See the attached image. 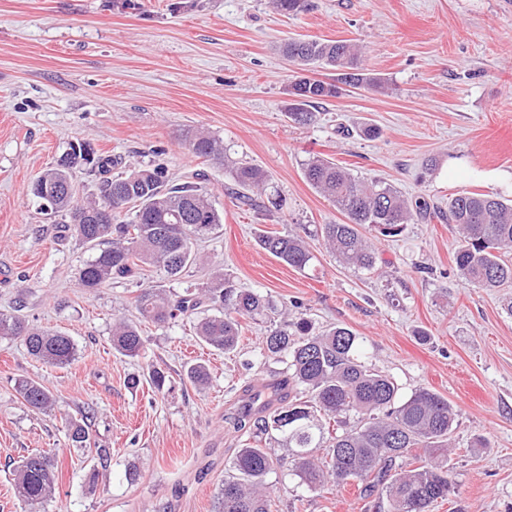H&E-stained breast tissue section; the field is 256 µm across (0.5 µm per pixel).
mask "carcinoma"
I'll return each mask as SVG.
<instances>
[{
  "label": "carcinoma",
  "mask_w": 512,
  "mask_h": 512,
  "mask_svg": "<svg viewBox=\"0 0 512 512\" xmlns=\"http://www.w3.org/2000/svg\"><path fill=\"white\" fill-rule=\"evenodd\" d=\"M272 6L288 15L312 8L310 0H272ZM283 52L295 67L285 112L297 125L313 123L317 116L313 105L338 96L342 86L368 81L360 67V49L348 40H292ZM317 68L336 71L335 78L328 82L308 76ZM186 141L196 157L224 166L231 195L240 206L283 211L286 199L271 186L262 167L232 158L222 141L199 130L187 133ZM77 147L82 152H75ZM69 149L71 164L58 157L34 179L31 192L45 214L61 217L74 236L94 250V257L79 271L84 288L94 291L115 279L139 277L146 266L177 280L186 268L208 264L195 244L221 228L224 217L199 186L205 174L192 173L175 183L157 164L115 175L116 158L86 142ZM81 167L98 176L95 196L82 201L75 194H59L61 182L73 181L74 170ZM303 175L346 217L342 224L320 225L325 245L340 262L369 272L376 269L377 256L360 228L367 224L384 236H397L404 225L429 209L425 198L411 203L391 185L362 180L320 153L303 163ZM109 204L110 217L102 215ZM448 223L457 225L461 233L454 256L458 274L477 288H512V262L503 259L512 253V205L489 193L456 195L448 201ZM257 243L299 270L312 259L298 232H263ZM135 308L143 319L162 327L210 308L214 313L194 325L196 336L226 352L238 345L242 319H266L276 313L270 296L236 287L216 268L199 292L188 287L171 297L148 284L139 289ZM1 337L21 339L29 356L51 366H68L76 356L72 337L16 315L0 314ZM112 348L125 357L140 356L145 340L138 326L127 321L113 325ZM263 349L286 363L287 376L266 385L263 410L253 413L242 408L234 417V430L249 442L236 450L229 473L217 488L219 512H272L267 477L286 464L310 490L352 481L366 498L379 489L390 512H430L434 503L448 498L452 489L448 440L455 421L448 399L425 388L401 396L391 377L359 359L356 336L347 328L317 331L304 317L285 316L271 323ZM186 376L197 386L210 379L200 364L190 366ZM16 392L33 411L43 413L54 405L51 393L34 380H19ZM85 419L83 414L66 422L75 448L86 447ZM260 435L267 442L262 448L250 443ZM274 443L287 448L288 457H273ZM418 449L424 454L416 453ZM58 481L59 461L50 453L30 454L13 469L14 495L30 512H40Z\"/></svg>",
  "instance_id": "1"
}]
</instances>
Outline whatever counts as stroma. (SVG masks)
Wrapping results in <instances>:
<instances>
[{
    "label": "stroma",
    "instance_id": "1",
    "mask_svg": "<svg viewBox=\"0 0 512 512\" xmlns=\"http://www.w3.org/2000/svg\"><path fill=\"white\" fill-rule=\"evenodd\" d=\"M0 0V313L70 335L75 360L56 368L0 338V512H28L12 471L31 453L57 454L56 497L42 512H217L215 493L239 446L231 420L246 389L286 368L263 350L266 326L243 320L237 349L199 345L193 322L140 321L139 284H164L145 269L90 292L78 271L92 256L59 218L42 214L30 186L81 140L123 166L160 164L173 179L201 170L222 228L200 244L238 287L268 294L289 317L351 330L367 365L403 393L428 388L454 406L448 467L453 491L432 512H512V289L462 279L451 196L512 200V0H312L298 16L268 0ZM350 39L382 87L343 88L319 104L310 126L283 105L291 66L281 44ZM379 128L376 137L361 124ZM189 129L223 140L231 157L265 169L288 213L238 207L221 168L196 157ZM322 153L357 177L424 197L425 218L397 236L367 235L378 270L340 263L316 236L343 215L305 180L303 162ZM439 164L422 174L425 160ZM306 225L312 259L298 270L256 243L259 230ZM139 321L142 356L112 349V322ZM207 365L206 386L186 377ZM165 370L156 392L147 372ZM139 376L138 387L127 380ZM43 384L51 412L31 411L18 379ZM87 413L90 447H72L67 417ZM111 452L100 465L97 449ZM136 480H129V470ZM272 512H376L357 488L316 491L278 470Z\"/></svg>",
    "mask_w": 512,
    "mask_h": 512
}]
</instances>
